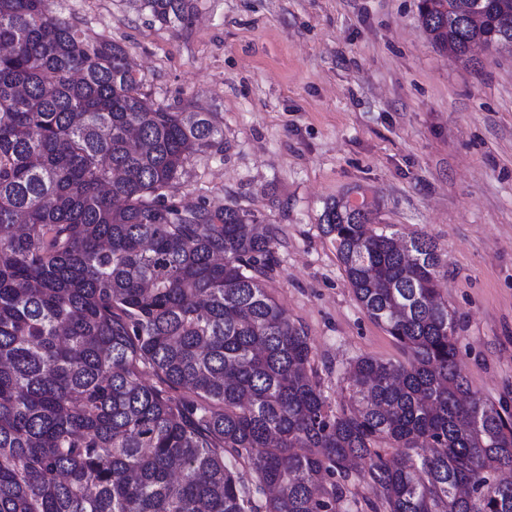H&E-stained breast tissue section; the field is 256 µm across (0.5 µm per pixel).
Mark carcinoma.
<instances>
[{
    "label": "carcinoma",
    "mask_w": 512,
    "mask_h": 512,
    "mask_svg": "<svg viewBox=\"0 0 512 512\" xmlns=\"http://www.w3.org/2000/svg\"><path fill=\"white\" fill-rule=\"evenodd\" d=\"M52 2L0 0V512H512V406L459 367L436 244L325 205L356 301L408 355L356 358L332 404L264 286L267 225L176 198L224 147L213 113L154 103ZM468 2L418 0L436 49L512 45L496 0Z\"/></svg>",
    "instance_id": "obj_1"
}]
</instances>
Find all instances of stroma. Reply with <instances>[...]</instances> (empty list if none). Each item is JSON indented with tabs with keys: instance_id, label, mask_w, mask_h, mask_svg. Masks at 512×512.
<instances>
[{
	"instance_id": "stroma-1",
	"label": "stroma",
	"mask_w": 512,
	"mask_h": 512,
	"mask_svg": "<svg viewBox=\"0 0 512 512\" xmlns=\"http://www.w3.org/2000/svg\"><path fill=\"white\" fill-rule=\"evenodd\" d=\"M155 21L144 0H55L89 42L127 52L165 107L215 113L223 150L191 156L187 204H236L273 228L266 282L313 350L325 395L350 362L405 355L355 300L322 231L326 202L437 245L438 285L472 389L512 404V52H438L417 0H193Z\"/></svg>"
}]
</instances>
